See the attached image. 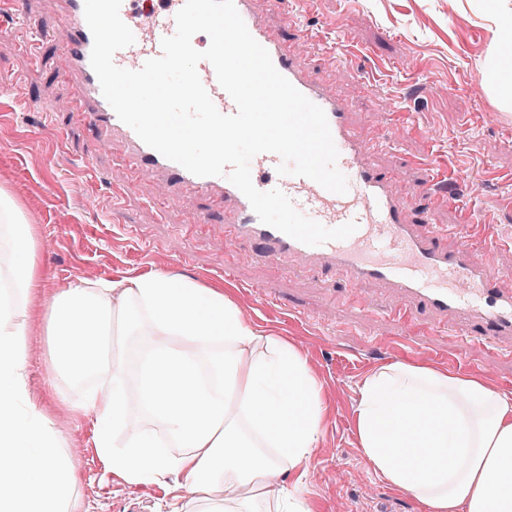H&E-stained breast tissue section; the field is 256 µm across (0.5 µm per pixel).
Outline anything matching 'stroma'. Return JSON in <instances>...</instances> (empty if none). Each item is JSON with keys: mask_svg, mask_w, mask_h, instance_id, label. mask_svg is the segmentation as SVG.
Wrapping results in <instances>:
<instances>
[{"mask_svg": "<svg viewBox=\"0 0 512 512\" xmlns=\"http://www.w3.org/2000/svg\"><path fill=\"white\" fill-rule=\"evenodd\" d=\"M0 11V187L22 205L39 231L38 257L54 276L43 297L80 282L147 274H186L220 283L247 320L295 342L321 384L330 408L314 452L305 492L314 512H424L410 495L392 489L370 470L355 433L359 387L375 366L416 360L483 377L512 391V343L497 347L470 340L452 326H436L422 314L409 328L394 317V297L372 283L351 285L333 269L299 273L295 260L269 268L248 241L237 244L234 274L224 277V215L196 198L163 205V184L153 178L127 192L125 174L112 164V145L69 110V84L58 75L60 38L42 57L27 46L29 31L16 18L36 12V0H13ZM311 33L300 46L301 64L346 96L356 120L375 131L383 149L375 162L392 175L396 192L414 194L415 217L434 213L455 229L480 211L503 245L491 260L512 271V110L503 109L481 82L488 52L503 51L492 30L466 0H294ZM377 88L358 91L360 77ZM468 175L481 186L448 194L428 208L416 196L428 177L455 183ZM266 285L280 301L263 305L253 291ZM28 388L51 412L60 446L80 475L79 512H168L170 499L154 483L133 486L107 471L91 442L88 418L69 413L81 393L53 379L45 338L30 328Z\"/></svg>", "mask_w": 512, "mask_h": 512, "instance_id": "1", "label": "stroma"}]
</instances>
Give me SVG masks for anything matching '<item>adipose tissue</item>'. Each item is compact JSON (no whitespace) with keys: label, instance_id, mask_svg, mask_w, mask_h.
<instances>
[{"label":"adipose tissue","instance_id":"ef3b65f1","mask_svg":"<svg viewBox=\"0 0 512 512\" xmlns=\"http://www.w3.org/2000/svg\"><path fill=\"white\" fill-rule=\"evenodd\" d=\"M481 75L511 108L512 57L488 56ZM0 239V512L78 507V472L28 392L32 326L43 331L57 380L83 386L76 408L92 415L95 448L128 484L181 476L189 499L172 512H313L303 486L327 408L292 342L256 330L223 285L184 276L83 282L36 305L49 276L39 232L3 188ZM117 329L143 349L137 418L122 364L106 356ZM355 425L371 471L426 512H512V392L396 361L365 376ZM287 472L291 486L277 487Z\"/></svg>","mask_w":512,"mask_h":512}]
</instances>
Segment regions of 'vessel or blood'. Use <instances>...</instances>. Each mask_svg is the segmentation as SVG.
<instances>
[{"label":"vessel or blood","mask_w":512,"mask_h":512,"mask_svg":"<svg viewBox=\"0 0 512 512\" xmlns=\"http://www.w3.org/2000/svg\"><path fill=\"white\" fill-rule=\"evenodd\" d=\"M257 0H235L250 34L270 54L275 68L309 100L321 107L328 119L339 156L338 169L348 180L346 194L331 193L314 181L294 175H278L281 159L261 153L250 162L251 177L261 191L280 189L305 216L333 228L353 221L357 230L347 239L308 246L263 224L247 198L226 177H199L147 146L124 124L104 98L90 55L93 37L84 15V0H43L63 35L60 60L71 86L70 112L112 143L116 165L127 175L128 187H137L143 176L161 180L166 201L174 205L189 197L206 199L213 208L229 215L224 224L228 245L247 240L259 244L260 259L268 264L295 258L303 266H326L355 283H375L399 301L398 319L423 311L434 319L457 316L473 331H486L487 340L512 339V273L490 268L496 247L493 234L473 232V217H466L456 231V242L443 248L440 230L418 223L410 213L408 198L391 187L388 172L372 162L375 147L371 130L357 125L345 103L331 86L310 77L298 62L295 46L306 31L294 16L290 0H267L260 12ZM132 11L128 0L120 8L122 20L135 35L133 45L117 51L118 67L137 70L162 53L161 41L176 31L175 15L185 0H165L164 12H156L154 0H140ZM202 84L217 109L234 114L236 105L219 85L213 66H197Z\"/></svg>","instance_id":"1"}]
</instances>
